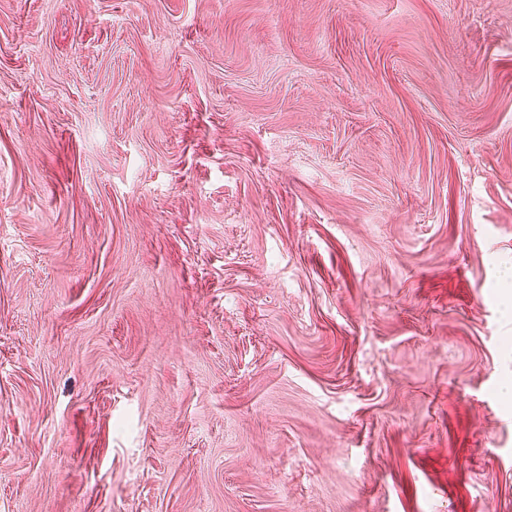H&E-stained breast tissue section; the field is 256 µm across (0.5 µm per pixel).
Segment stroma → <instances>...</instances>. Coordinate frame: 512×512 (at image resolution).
<instances>
[{
	"mask_svg": "<svg viewBox=\"0 0 512 512\" xmlns=\"http://www.w3.org/2000/svg\"><path fill=\"white\" fill-rule=\"evenodd\" d=\"M0 512H512V0H0Z\"/></svg>",
	"mask_w": 512,
	"mask_h": 512,
	"instance_id": "1",
	"label": "stroma"
}]
</instances>
